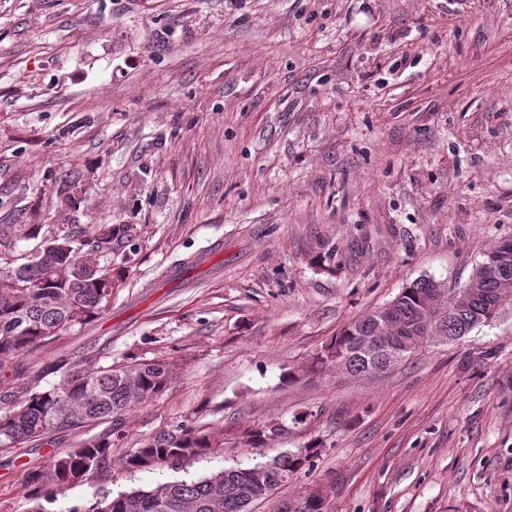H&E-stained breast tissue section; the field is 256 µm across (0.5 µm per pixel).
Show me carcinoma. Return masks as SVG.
<instances>
[{
    "mask_svg": "<svg viewBox=\"0 0 512 512\" xmlns=\"http://www.w3.org/2000/svg\"><path fill=\"white\" fill-rule=\"evenodd\" d=\"M139 230L135 224H95L87 237L81 231L60 230L15 263L11 255L12 226L0 229V374L16 370L18 359L34 348L89 324L105 310L112 293L123 281L135 255ZM512 251L504 242L493 247L473 271L480 294L467 286L448 290L454 300L427 312L440 284L421 277L403 288L383 307L346 324L336 337L306 365L288 372V382L306 383L316 375L341 368L351 376L376 377L391 369L390 350L358 345L361 336L387 326V335L402 344L408 360L424 343L460 339L478 326L489 325L512 311V295L503 297L499 264ZM60 383L38 390L23 383L17 395L0 401V450L39 442L54 432L82 430L113 420L128 409L160 395L170 383L174 367L165 361L129 358L119 365L88 369L61 366ZM284 432L279 424L244 428L239 443L272 448ZM321 444L278 452L258 464L253 474L246 468H224L196 479H173L153 488H135L112 499L103 498L90 512H253L298 474L313 466ZM112 440L88 437L76 449L49 456L45 464L27 474L26 495L34 502L31 512H43L39 503L45 490L60 493L93 479L110 456ZM224 437L176 425L144 444L124 460L131 470H151L217 455ZM299 512H328L314 493L296 500Z\"/></svg>",
    "mask_w": 512,
    "mask_h": 512,
    "instance_id": "cac0c4a2",
    "label": "carcinoma"
}]
</instances>
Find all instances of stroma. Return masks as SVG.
<instances>
[{"label": "stroma", "mask_w": 512, "mask_h": 512, "mask_svg": "<svg viewBox=\"0 0 512 512\" xmlns=\"http://www.w3.org/2000/svg\"><path fill=\"white\" fill-rule=\"evenodd\" d=\"M135 224L107 309L0 375L48 389L84 368L174 363L91 481L117 496L317 442L255 512L327 490L329 512H512V313L375 378L291 383L349 322L431 277L454 288L512 238V0H0V225ZM222 243V261L166 271ZM224 437L179 468L123 461L178 423ZM109 424L0 452V512L28 470ZM285 429L279 424H258L244 428L239 436V443L245 446H262L273 448L277 438Z\"/></svg>", "instance_id": "1"}]
</instances>
